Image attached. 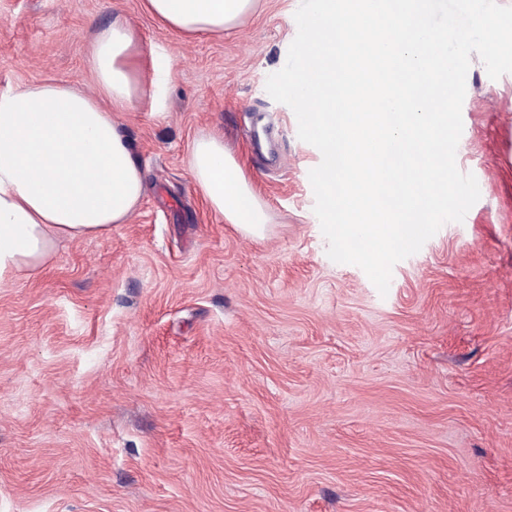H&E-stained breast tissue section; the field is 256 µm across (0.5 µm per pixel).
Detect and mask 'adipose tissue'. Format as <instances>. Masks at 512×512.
Instances as JSON below:
<instances>
[{"label":"adipose tissue","instance_id":"obj_1","mask_svg":"<svg viewBox=\"0 0 512 512\" xmlns=\"http://www.w3.org/2000/svg\"><path fill=\"white\" fill-rule=\"evenodd\" d=\"M256 0H143L156 21L185 38L235 29ZM87 67L94 91L49 81L0 91V288L38 275L59 242L97 237L138 210L143 173L116 116L140 106L167 110L173 57L144 47L122 16L93 30ZM206 208L253 237L268 215L237 159L212 134L186 155Z\"/></svg>","mask_w":512,"mask_h":512}]
</instances>
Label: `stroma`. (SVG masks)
<instances>
[{
	"instance_id": "35a3bbf8",
	"label": "stroma",
	"mask_w": 512,
	"mask_h": 512,
	"mask_svg": "<svg viewBox=\"0 0 512 512\" xmlns=\"http://www.w3.org/2000/svg\"><path fill=\"white\" fill-rule=\"evenodd\" d=\"M299 5L185 39L142 0H0V89L93 90L117 10L175 55L164 117H120L136 213L0 288V512H512V73L472 57L456 163L480 198L383 296L328 257L321 154L266 91ZM200 133L243 163L263 238L196 195Z\"/></svg>"
}]
</instances>
